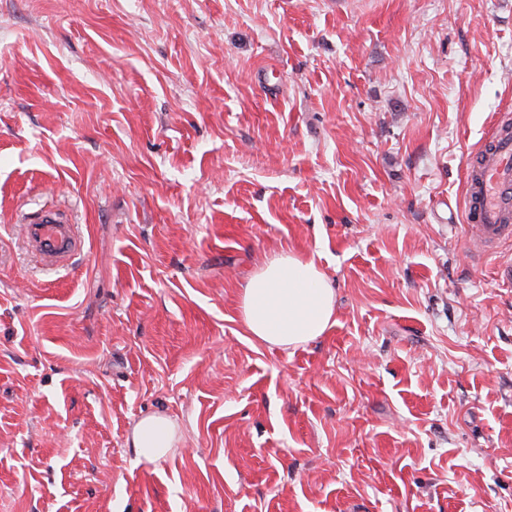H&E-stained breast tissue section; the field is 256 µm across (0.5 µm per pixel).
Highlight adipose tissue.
<instances>
[{"label":"adipose tissue","mask_w":512,"mask_h":512,"mask_svg":"<svg viewBox=\"0 0 512 512\" xmlns=\"http://www.w3.org/2000/svg\"><path fill=\"white\" fill-rule=\"evenodd\" d=\"M335 291L315 258L290 251L273 255L257 268L240 296L244 328L255 341L294 349L323 336L335 323ZM176 425L151 415L133 428L137 458L154 461L172 448Z\"/></svg>","instance_id":"adipose-tissue-1"}]
</instances>
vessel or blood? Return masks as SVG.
I'll use <instances>...</instances> for the list:
<instances>
[{"label": "vessel or blood", "instance_id": "b4317fda", "mask_svg": "<svg viewBox=\"0 0 512 512\" xmlns=\"http://www.w3.org/2000/svg\"><path fill=\"white\" fill-rule=\"evenodd\" d=\"M467 219L483 246L512 240V125L502 122L495 137L471 166ZM41 256L56 263L77 248L72 224L58 211L45 209L24 225Z\"/></svg>", "mask_w": 512, "mask_h": 512}]
</instances>
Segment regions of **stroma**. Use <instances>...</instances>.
Returning <instances> with one entry per match:
<instances>
[{
    "label": "stroma",
    "mask_w": 512,
    "mask_h": 512,
    "mask_svg": "<svg viewBox=\"0 0 512 512\" xmlns=\"http://www.w3.org/2000/svg\"><path fill=\"white\" fill-rule=\"evenodd\" d=\"M506 116L512 0H0V512H512ZM283 250L336 290L288 350L239 309ZM468 222L483 247L512 240V128L501 121L495 137L473 162ZM24 228L27 238L50 263L69 257L77 248L74 226L56 210L38 212L27 220ZM176 435L175 423L166 416L151 415L141 419L133 428L132 447L138 459L155 461L172 448Z\"/></svg>",
    "instance_id": "stroma-1"
}]
</instances>
